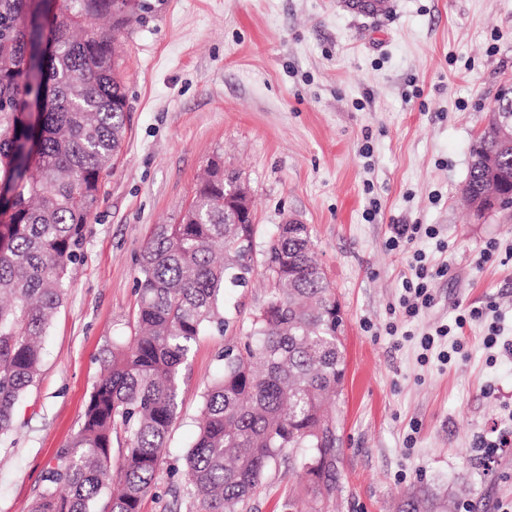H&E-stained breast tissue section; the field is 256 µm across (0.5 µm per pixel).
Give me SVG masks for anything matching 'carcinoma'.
<instances>
[{"mask_svg": "<svg viewBox=\"0 0 512 512\" xmlns=\"http://www.w3.org/2000/svg\"><path fill=\"white\" fill-rule=\"evenodd\" d=\"M0 0V435L37 378L43 339L70 287L100 182L127 129L114 42L144 0ZM464 195L482 216L485 194L512 190V138L491 119L472 149ZM224 223V162L176 224H158L138 262L139 333L112 345L77 433L57 452L33 512H139L177 418L181 373L206 329L224 330L226 289L246 277ZM288 254L285 275L240 348L201 395L186 452L184 492L195 512H252L281 460L315 502L336 490L337 421L326 408L346 372L339 304L306 224L278 231L265 251ZM123 435L112 470L113 438ZM448 496L418 486L398 512H449Z\"/></svg>", "mask_w": 512, "mask_h": 512, "instance_id": "cac0c4a2", "label": "carcinoma"}]
</instances>
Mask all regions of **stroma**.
<instances>
[{
	"label": "stroma",
	"instance_id": "1",
	"mask_svg": "<svg viewBox=\"0 0 512 512\" xmlns=\"http://www.w3.org/2000/svg\"><path fill=\"white\" fill-rule=\"evenodd\" d=\"M146 2L116 42L131 113L123 154L102 180L40 375L0 437V512H32L108 350L135 332L142 245L155 225L178 223L217 156L255 200L254 272L226 293L225 330L192 345L140 512H177L169 471L184 463L221 355L266 299L263 252L289 216L309 226L347 336L338 481L323 512H396L422 483L457 504L465 480L475 512H499L512 502V449L489 468L474 443L512 416V356L490 360L483 324L464 328L467 358L448 365L420 361L419 339L491 299L512 338V261H478L489 240L512 248V214L478 218L462 198L472 145L512 89V0H390L374 18L341 0ZM394 224L438 235L393 250ZM418 250L448 273L406 322L397 306ZM299 483L277 463L252 512H281Z\"/></svg>",
	"mask_w": 512,
	"mask_h": 512
}]
</instances>
